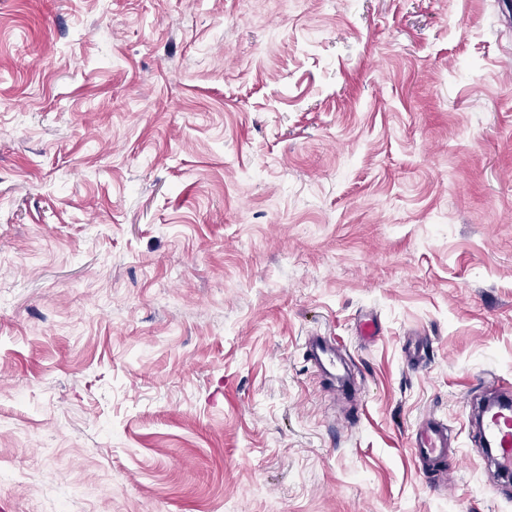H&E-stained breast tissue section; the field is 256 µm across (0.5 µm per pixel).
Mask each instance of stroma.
<instances>
[{
  "label": "stroma",
  "mask_w": 512,
  "mask_h": 512,
  "mask_svg": "<svg viewBox=\"0 0 512 512\" xmlns=\"http://www.w3.org/2000/svg\"><path fill=\"white\" fill-rule=\"evenodd\" d=\"M498 384L499 0H0V512H512ZM306 356L315 368L322 374L333 378L336 382V376L339 380V386L345 394V380L341 375L339 359L336 349L328 342L324 336H311L306 341ZM481 440L489 442L494 448L496 466L500 472L512 474V404L511 400L498 402L488 408L478 428ZM448 428L440 420L429 416L418 425L414 453L423 468L448 459Z\"/></svg>",
  "instance_id": "1"
}]
</instances>
